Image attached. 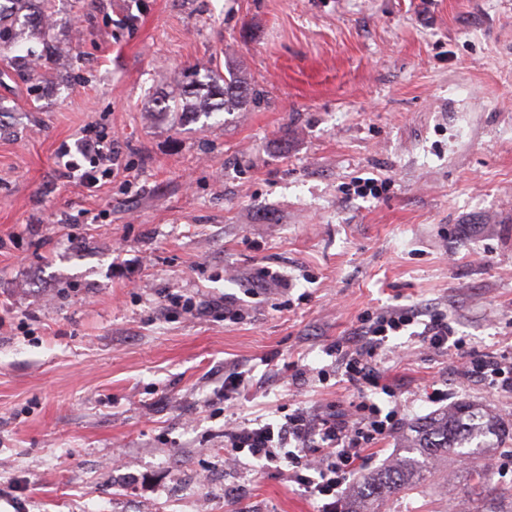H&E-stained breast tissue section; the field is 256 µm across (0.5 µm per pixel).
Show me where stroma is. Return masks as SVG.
I'll use <instances>...</instances> for the list:
<instances>
[{
    "mask_svg": "<svg viewBox=\"0 0 512 512\" xmlns=\"http://www.w3.org/2000/svg\"><path fill=\"white\" fill-rule=\"evenodd\" d=\"M67 81L0 85V512H316L287 472L224 466V432L359 394L328 349L365 313L432 304L512 353V0H56ZM232 67V112L160 113ZM101 131L97 187L62 147ZM384 179L380 199L349 195ZM266 271L257 279L258 271ZM378 368L401 422L512 393L409 336ZM249 376L224 400L225 371ZM439 388L443 399L427 398ZM213 474L210 484L200 472ZM460 461L385 512H452Z\"/></svg>",
    "mask_w": 512,
    "mask_h": 512,
    "instance_id": "obj_1",
    "label": "stroma"
}]
</instances>
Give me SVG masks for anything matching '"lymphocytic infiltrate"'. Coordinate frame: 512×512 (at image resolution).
Wrapping results in <instances>:
<instances>
[{
  "label": "lymphocytic infiltrate",
  "mask_w": 512,
  "mask_h": 512,
  "mask_svg": "<svg viewBox=\"0 0 512 512\" xmlns=\"http://www.w3.org/2000/svg\"><path fill=\"white\" fill-rule=\"evenodd\" d=\"M76 152V158L64 166L78 172L85 183H97L118 163L112 148L89 131L80 138ZM412 326L418 327L423 347L454 356L465 375L481 378L494 390L512 389V362L466 351L465 340L458 337L445 311L394 309L364 317L351 340L330 348L342 361L347 381L366 392L351 417L332 410L316 414L297 410L275 426L243 424L226 431V447L260 462L286 464L303 492L318 501V512H338L362 452L387 438L400 421L396 409H384L376 400L380 394L391 400L396 397L395 386L378 372L376 357L389 337Z\"/></svg>",
  "instance_id": "1"
}]
</instances>
